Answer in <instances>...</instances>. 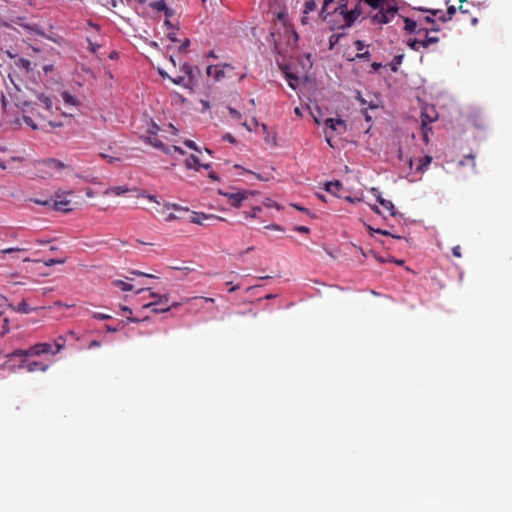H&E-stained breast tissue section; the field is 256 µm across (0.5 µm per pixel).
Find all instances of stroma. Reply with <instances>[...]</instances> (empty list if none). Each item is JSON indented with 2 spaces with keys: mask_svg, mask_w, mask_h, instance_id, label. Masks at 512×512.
I'll return each instance as SVG.
<instances>
[{
  "mask_svg": "<svg viewBox=\"0 0 512 512\" xmlns=\"http://www.w3.org/2000/svg\"><path fill=\"white\" fill-rule=\"evenodd\" d=\"M224 2L0 0V386L330 297L455 315L468 247L401 195L482 175L494 113L389 24ZM474 2L395 19L436 40Z\"/></svg>",
  "mask_w": 512,
  "mask_h": 512,
  "instance_id": "1",
  "label": "stroma"
}]
</instances>
